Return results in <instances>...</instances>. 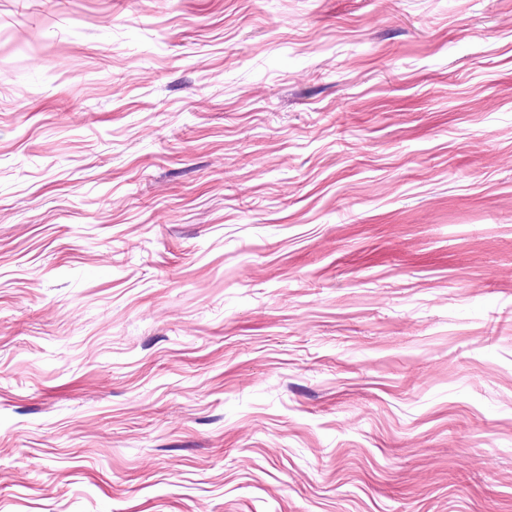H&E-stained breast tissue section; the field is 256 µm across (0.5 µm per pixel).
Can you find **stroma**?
I'll list each match as a JSON object with an SVG mask.
<instances>
[{
	"mask_svg": "<svg viewBox=\"0 0 512 512\" xmlns=\"http://www.w3.org/2000/svg\"><path fill=\"white\" fill-rule=\"evenodd\" d=\"M0 512H512V0H0Z\"/></svg>",
	"mask_w": 512,
	"mask_h": 512,
	"instance_id": "stroma-1",
	"label": "stroma"
}]
</instances>
